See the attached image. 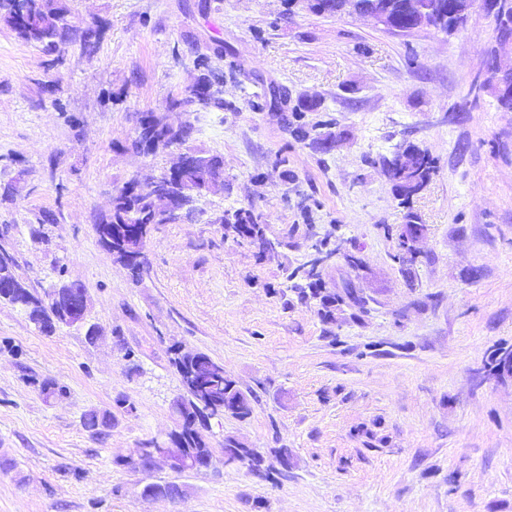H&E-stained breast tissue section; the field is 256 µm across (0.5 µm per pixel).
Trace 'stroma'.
<instances>
[{"label":"stroma","instance_id":"1","mask_svg":"<svg viewBox=\"0 0 512 512\" xmlns=\"http://www.w3.org/2000/svg\"><path fill=\"white\" fill-rule=\"evenodd\" d=\"M69 5L71 21L107 30L94 56L69 45L55 69L0 25V184L16 189L0 206V247L38 292L82 284L100 339L41 335L0 302V512H512V375L491 369L512 352V112L473 90L492 19L399 35L286 0ZM217 40L227 110L168 112L194 80L195 49ZM105 88L123 101L102 105ZM313 101L306 122L332 116L346 138L325 148L292 136V107ZM147 111L190 123V151L222 158L224 188L192 218L154 226L135 281L94 226L114 189L178 155L129 150ZM409 141L437 169L406 209L380 159ZM238 208L263 213L274 254L222 224ZM46 211L56 221L33 237ZM410 211L424 233L407 271L394 234ZM324 238L338 249L324 286L365 301L331 321L289 278ZM174 344L223 363L251 399L246 418L212 420L213 462L199 472L125 463L179 428ZM32 376L65 397H45ZM91 409L111 415L103 436L81 423ZM228 437L289 449L288 462L267 458L272 477L258 478L225 462ZM151 482L182 494L146 499Z\"/></svg>","mask_w":512,"mask_h":512}]
</instances>
